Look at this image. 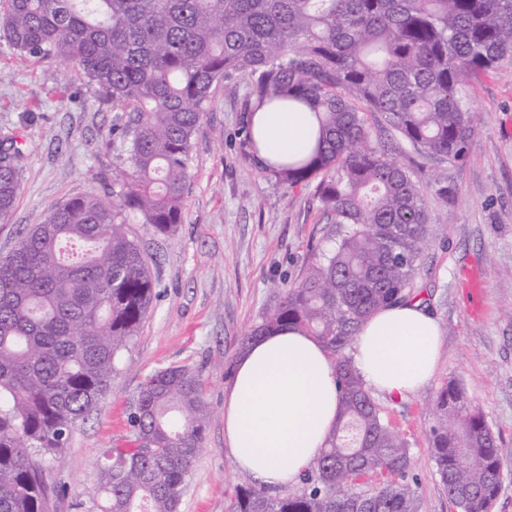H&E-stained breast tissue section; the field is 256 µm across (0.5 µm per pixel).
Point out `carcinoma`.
I'll list each match as a JSON object with an SVG mask.
<instances>
[{
	"label": "carcinoma",
	"instance_id": "1",
	"mask_svg": "<svg viewBox=\"0 0 512 512\" xmlns=\"http://www.w3.org/2000/svg\"><path fill=\"white\" fill-rule=\"evenodd\" d=\"M0 33L22 62L61 59L116 112L112 139L126 169L110 195L50 209L0 259V512H52L43 467L110 384L142 328L154 283L119 211L169 234L182 223L189 153L218 83L249 80L244 115L288 102L316 113L313 155L263 169L294 187L320 178L334 251L311 262L241 343L289 324L336 364L341 410L299 489L256 482L229 512H424L409 477L410 442L376 403L350 355L371 314L415 295L429 234L423 186L372 140L362 108L442 161L458 163L475 134L461 88L512 58V0H7ZM24 152L0 136V218L21 190ZM209 410L185 365L147 374L132 423L140 445L111 448L94 490L101 512H179ZM429 448L457 512H490L501 453L464 388L435 399Z\"/></svg>",
	"mask_w": 512,
	"mask_h": 512
}]
</instances>
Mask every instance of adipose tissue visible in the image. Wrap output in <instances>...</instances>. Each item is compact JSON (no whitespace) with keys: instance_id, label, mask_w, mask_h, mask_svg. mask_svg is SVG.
Listing matches in <instances>:
<instances>
[{"instance_id":"1","label":"adipose tissue","mask_w":512,"mask_h":512,"mask_svg":"<svg viewBox=\"0 0 512 512\" xmlns=\"http://www.w3.org/2000/svg\"><path fill=\"white\" fill-rule=\"evenodd\" d=\"M249 123L262 164L303 159L316 148L312 112L265 106L250 114ZM440 348L438 319L421 301L408 300L363 323L353 360L368 386L405 395L432 378ZM340 406L327 351L303 330L283 326L238 356L224 393V442L239 469L277 490L299 480L323 448Z\"/></svg>"}]
</instances>
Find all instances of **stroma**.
<instances>
[{
	"instance_id": "1",
	"label": "stroma",
	"mask_w": 512,
	"mask_h": 512,
	"mask_svg": "<svg viewBox=\"0 0 512 512\" xmlns=\"http://www.w3.org/2000/svg\"><path fill=\"white\" fill-rule=\"evenodd\" d=\"M248 88L240 76L215 87L192 141L176 232L161 235L136 213L122 214L150 262L155 298L139 335L119 354L107 392L77 422L61 454L41 461L55 489L54 512H99L97 466L107 449L135 447L130 419L139 384L167 366L192 367L209 408L180 512H228L234 489L254 482L224 445V385L242 336L278 304L284 287L334 248L336 227L322 214L317 181L276 183L246 157L241 115ZM461 94L476 124L464 163L403 144L395 150L415 180L448 187L447 199H429L431 231L415 283L440 323L439 365L415 393L375 399L411 443L425 512H453L428 433L438 393L448 381L461 383L502 450V487L491 512H512V60ZM93 96L71 66L21 62L0 39V134L18 135L25 153L20 198L0 219V257L51 207L111 192L121 181L114 114L93 105ZM474 271L485 282L478 299L466 286Z\"/></svg>"
}]
</instances>
